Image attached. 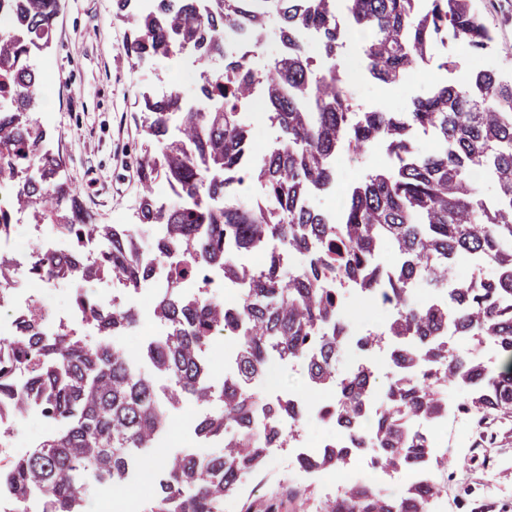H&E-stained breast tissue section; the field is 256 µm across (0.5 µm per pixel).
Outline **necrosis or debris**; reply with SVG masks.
I'll return each instance as SVG.
<instances>
[{
  "label": "necrosis or debris",
  "instance_id": "necrosis-or-debris-1",
  "mask_svg": "<svg viewBox=\"0 0 512 512\" xmlns=\"http://www.w3.org/2000/svg\"><path fill=\"white\" fill-rule=\"evenodd\" d=\"M115 228L128 235L138 255L153 267L152 275L137 287H130L118 276L89 277L75 275L67 278H46L33 269L34 261L42 255L70 258L83 255L93 258L97 250L90 245L75 246L65 235L47 225L22 224L10 218L6 232L0 234V258L7 260L11 278L7 284L8 294L0 299V339L20 335L24 320L35 322V331L40 336H55L63 332L83 337H93L95 343L113 344L111 334L88 320L82 302L94 298L105 305L116 306L134 315H154V306L167 291L171 283H178L182 295L206 297L219 305L232 306L238 301L239 285L225 279L223 267L200 262L192 248L183 247L165 258L155 256L153 248L144 245L137 225L127 223L125 217H117ZM186 264L196 267L192 278L175 281L174 271ZM62 293L66 300L64 308H55L52 299ZM336 405L335 393L308 404L304 416L297 421L285 420L279 425L284 436L282 445L289 448L288 466L300 478H308L312 471L303 466L302 459L314 455L316 450L335 446L342 441L330 411ZM37 422L42 429L51 423L45 413L37 408L15 412L10 405L0 406V459L9 458L26 448L27 442L19 438L18 431L28 422ZM418 479L411 472L393 473L375 469L369 462L357 460L341 471L322 475L326 495L340 496L347 483L361 484L399 495L401 484H411Z\"/></svg>",
  "mask_w": 512,
  "mask_h": 512
}]
</instances>
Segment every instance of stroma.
Returning <instances> with one entry per match:
<instances>
[{
  "label": "stroma",
  "mask_w": 512,
  "mask_h": 512,
  "mask_svg": "<svg viewBox=\"0 0 512 512\" xmlns=\"http://www.w3.org/2000/svg\"><path fill=\"white\" fill-rule=\"evenodd\" d=\"M113 0H60L53 45L46 55L53 65L41 88L40 112L53 113L50 141L62 159L64 178L79 190L86 210L96 223H113L116 215L137 216L134 186L139 159L148 149L142 97H160L167 89L165 71L150 63L133 67L122 43L132 19L116 18ZM472 8L490 30L493 42L481 55L451 43L440 47L430 71L438 80L461 82L475 69L493 67L512 77V0H471ZM346 48L337 59L342 85L357 111L387 108L405 111L411 99L426 91L416 75L385 84L366 72H353L352 61L362 59V42L346 31ZM456 61L441 69L443 59ZM391 159L380 148L361 156L342 150L336 158L339 184L360 181L371 170L386 168ZM495 435L482 442L484 431ZM475 426L470 439L460 445L449 441L444 450L455 468L441 475L447 487L446 512H512V421ZM321 494L316 489L297 495L290 479L267 483L262 495L252 499V512L274 505L277 512H315Z\"/></svg>",
  "instance_id": "35a3bbf8"
}]
</instances>
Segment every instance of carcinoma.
<instances>
[{"label":"carcinoma","mask_w":512,"mask_h":512,"mask_svg":"<svg viewBox=\"0 0 512 512\" xmlns=\"http://www.w3.org/2000/svg\"><path fill=\"white\" fill-rule=\"evenodd\" d=\"M341 2L349 26L365 35V68L386 84L420 69L447 41L462 42L474 54L493 41L470 0H426L424 6L420 0ZM11 3L12 33L0 37V177L16 185L11 210H28L35 223L78 240L104 241L90 262L47 259L35 269L48 278L119 275L135 286L151 275V266L126 236L91 223L61 180V159L46 148L48 135L38 120L41 79L32 58L52 41L58 0ZM271 17L279 22L284 46L272 66L259 73L245 55L224 56L225 25L246 32L257 46ZM308 31L319 37L325 57L339 56L343 31L335 0H154L151 11L138 15L122 45L134 65L184 48L202 63L224 58L222 72L199 86L207 104L202 112L177 90L143 97L153 150L138 168L139 223L167 226L157 256L189 245L202 261L224 265V278L240 282L243 294L232 311L205 298L183 299L177 284L158 301L155 312L168 335L149 355L153 372L171 381L165 392L123 351L92 347L77 335L0 340V397L19 402L20 410L35 405L55 421L36 447L0 466V485L12 490L11 512H26L32 498L45 512H85L88 487L123 485L141 450L153 447L168 407L187 395L218 402L198 417L196 432L222 448L167 458L147 512H224V500L237 493L242 478L265 470L267 445L280 440L275 420H297L305 411L300 401L266 402L251 390L250 381L275 356L300 363L316 388L341 384L335 414L345 444L303 459L306 467L339 471L360 449L374 448L373 463L380 468L421 474L396 497L354 484L322 500L317 512H434L442 485L430 475H440L448 461L411 421L448 415L445 384L466 388L465 405L486 421L512 414V363L495 373L472 351L448 345L451 326L460 336L494 338L500 352L512 357V79L487 67L462 83L432 84L406 112H356L336 68L314 75L299 39ZM258 86L281 142L252 162L253 141L238 105ZM416 131L430 135L433 146L419 148ZM342 146L354 153L382 146L392 165L348 186L331 222L308 197L336 185ZM476 171L496 183L493 199L473 181ZM160 176L185 204L157 201ZM247 178L264 187L265 199L236 207L230 199ZM270 238L290 251L311 253L310 263L285 281L277 252L260 270L225 255L227 243L245 251ZM384 244L399 258L393 270L376 260ZM473 255L493 263L498 274L475 285L448 286L451 261ZM332 273L395 309L385 330L395 375L371 416L372 372L352 373L342 383L336 370L346 335L341 297L322 287ZM420 282L448 288V303L413 305L412 285ZM91 316L114 334L135 322L134 314L108 307ZM221 331L234 334L238 361L215 387L200 355ZM20 367L28 372L22 389L15 384ZM228 427L236 434L226 441Z\"/></svg>","instance_id":"cac0c4a2"}]
</instances>
